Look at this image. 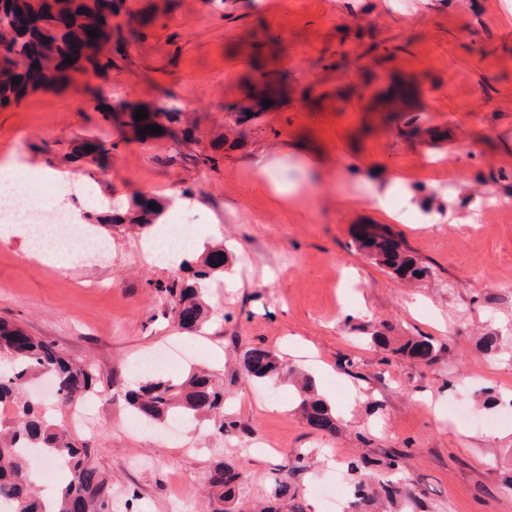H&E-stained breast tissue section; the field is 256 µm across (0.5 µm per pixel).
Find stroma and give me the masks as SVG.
I'll return each instance as SVG.
<instances>
[{
    "mask_svg": "<svg viewBox=\"0 0 512 512\" xmlns=\"http://www.w3.org/2000/svg\"><path fill=\"white\" fill-rule=\"evenodd\" d=\"M141 14L167 13L133 50L130 70L98 80L108 98L149 102L169 94L188 111L204 145L223 143L224 109L245 102L260 75L288 77V98L263 112L243 147L216 168L172 162L161 138L120 144L103 164L67 163L75 138L113 134L81 87L37 90L0 110V162L22 171L71 173L97 196L189 195L191 236L214 246L220 225L224 276L206 285L209 321L179 330L155 290L172 271L144 254L146 233L126 224L82 223L111 239L100 258L33 264L22 238L0 242V320L129 384L134 363L177 350L175 367L223 374L235 430L193 423L169 433L124 428L132 413L104 392L78 438L112 482L113 512H325L323 485L352 507L351 458L402 452L398 477L410 490L393 512H512V0H132ZM175 45H168V36ZM416 82L425 127L401 134L375 95L393 77ZM326 156L321 185L302 163ZM271 166L273 180L251 161ZM497 207L487 210V195ZM388 225L429 267L403 279L357 251V224ZM428 336L433 363L370 343ZM499 336L496 353L481 337ZM261 345L313 376L336 414L327 434L307 425L294 388L238 377L239 355ZM495 404H486L487 396ZM469 406L472 421L448 413ZM305 469L292 470L297 450ZM244 479L232 502L209 485L217 463ZM296 490L273 500L272 478Z\"/></svg>",
    "mask_w": 512,
    "mask_h": 512,
    "instance_id": "35a3bbf8",
    "label": "stroma"
}]
</instances>
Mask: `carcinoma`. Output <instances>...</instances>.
<instances>
[{
	"instance_id": "obj_1",
	"label": "carcinoma",
	"mask_w": 512,
	"mask_h": 512,
	"mask_svg": "<svg viewBox=\"0 0 512 512\" xmlns=\"http://www.w3.org/2000/svg\"><path fill=\"white\" fill-rule=\"evenodd\" d=\"M128 0H0V108L20 102L38 89L66 87L75 76L106 77L133 64L130 49L148 37L145 22L137 21ZM96 29L98 36L87 31ZM71 57L73 63L65 62ZM20 83L12 84V79ZM94 109L112 123L125 143H145L159 135L146 130L148 125L162 128V135L176 145L174 162L195 166H214L217 156L200 147L194 131L182 127L181 108L164 94L150 103L117 100L109 103L99 89L89 91ZM143 108L148 117L137 121L135 111ZM239 113L235 137L224 141L227 149L242 144L253 131L260 111L250 104L230 107ZM92 151H87V148ZM118 143L107 138L76 139L67 158L71 163L89 159L99 162ZM156 203L151 209L148 204ZM169 201L145 193L129 200L124 211L102 212V224H135L151 228L164 223ZM383 264L401 277L419 279L427 267L396 245L383 249ZM195 282L186 284L175 276L156 289L170 299L169 312L178 327L188 332L205 322L202 286L224 275V249L215 246L195 263ZM392 352L430 363L437 357L434 341L427 336H409ZM0 404L11 407L10 416L0 420V504L7 512H72L75 499L83 501L84 512H112V485L92 463V448L78 441L60 424L52 407L70 408L88 393L112 388L102 385L96 368L66 357L49 341L25 334L20 328L0 323ZM242 375L258 382L284 381L292 369L278 354L261 346L240 354ZM135 415L155 425L171 417L186 421H208L220 431L236 428V421L225 415L224 385L208 372L190 371L181 376L159 373L124 392ZM297 408L312 428L331 433L336 430V415L319 397L313 383L304 378L298 388ZM61 460L67 471L51 498L43 497L33 486L32 472L38 461ZM357 474L354 505L385 498L396 501L407 497L403 484L392 480L374 481L363 460L349 463ZM210 477L221 497L232 500L240 480L233 467L217 464Z\"/></svg>"
}]
</instances>
